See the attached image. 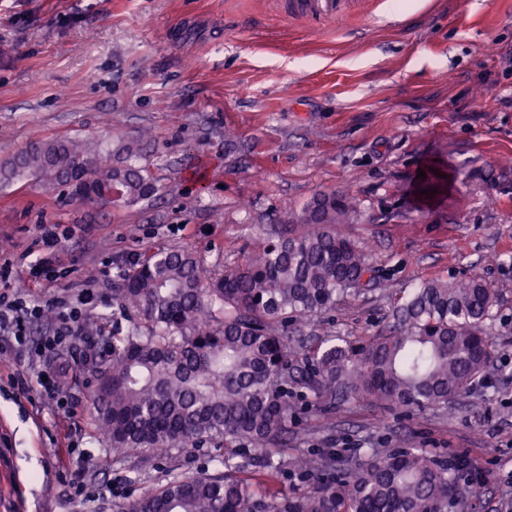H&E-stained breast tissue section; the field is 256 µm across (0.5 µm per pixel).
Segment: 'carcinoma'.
<instances>
[{
	"label": "carcinoma",
	"instance_id": "cac0c4a2",
	"mask_svg": "<svg viewBox=\"0 0 512 512\" xmlns=\"http://www.w3.org/2000/svg\"><path fill=\"white\" fill-rule=\"evenodd\" d=\"M116 153L123 161L114 165L110 153L70 139L38 140L0 163V179L79 185L87 202L100 200L118 175L128 205L158 192L136 165L138 142ZM355 209L353 198L333 192L281 212L280 223L300 229L220 277L184 249L145 254L123 274L109 303L133 326L95 333L104 355L91 362L89 394L112 454L245 443L259 451L257 471L234 470L226 459L224 474L175 478L126 512H447L458 468L413 448L374 453L356 469L331 456L288 453V430L301 410L297 387L317 405L348 390L396 409L446 407L494 355L485 324L496 293L479 276L422 282L397 304V328L388 334L289 343L290 323L335 310L339 297L379 278L338 230ZM287 467L332 475L300 494L269 492L265 479Z\"/></svg>",
	"mask_w": 512,
	"mask_h": 512
}]
</instances>
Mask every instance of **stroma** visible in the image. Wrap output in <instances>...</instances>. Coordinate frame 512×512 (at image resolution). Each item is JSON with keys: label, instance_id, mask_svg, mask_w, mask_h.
I'll return each mask as SVG.
<instances>
[{"label": "stroma", "instance_id": "obj_1", "mask_svg": "<svg viewBox=\"0 0 512 512\" xmlns=\"http://www.w3.org/2000/svg\"><path fill=\"white\" fill-rule=\"evenodd\" d=\"M2 47L0 162L37 140L130 139L161 190L115 206L0 186L8 291L44 309L27 351L0 330V512H121L219 458L254 468L247 444L113 456L92 425L87 336L63 347L72 413L17 394L13 373L37 370L62 308L111 331L100 297L138 255L186 249L222 275L319 192L356 199L342 231L381 278L296 323L295 342L389 331L422 281L476 274L498 297L495 352L446 408L304 406L290 447L354 465L388 448L468 460L449 512H512V0H360L328 22L285 15L281 0H0ZM42 224L62 238L50 284L19 261L44 255Z\"/></svg>", "mask_w": 512, "mask_h": 512}]
</instances>
